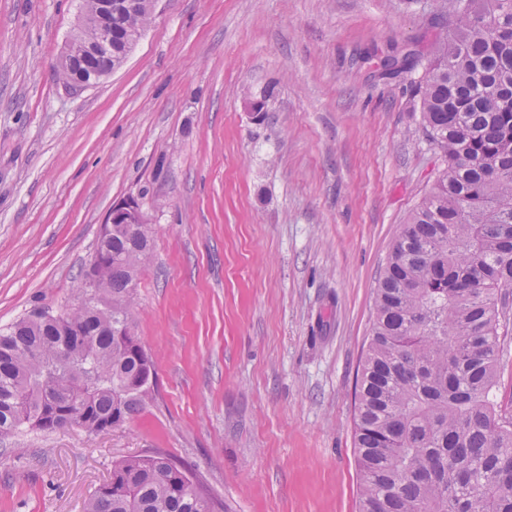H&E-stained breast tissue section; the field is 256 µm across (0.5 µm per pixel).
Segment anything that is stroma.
I'll list each match as a JSON object with an SVG mask.
<instances>
[{"label":"stroma","instance_id":"stroma-1","mask_svg":"<svg viewBox=\"0 0 512 512\" xmlns=\"http://www.w3.org/2000/svg\"><path fill=\"white\" fill-rule=\"evenodd\" d=\"M81 0H0V328L71 311L113 203L153 238L132 289L157 391L105 435L0 442V512H83L164 452L224 512H358L355 385L374 297L445 169L414 83L431 0H157L96 84L56 70ZM265 99L255 118L249 100ZM417 53L414 49H405L396 52L393 48L381 59L386 74H396L410 70L414 67Z\"/></svg>","mask_w":512,"mask_h":512}]
</instances>
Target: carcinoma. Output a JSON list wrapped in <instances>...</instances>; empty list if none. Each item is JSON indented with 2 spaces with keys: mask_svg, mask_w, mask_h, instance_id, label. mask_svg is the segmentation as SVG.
Masks as SVG:
<instances>
[{
  "mask_svg": "<svg viewBox=\"0 0 512 512\" xmlns=\"http://www.w3.org/2000/svg\"><path fill=\"white\" fill-rule=\"evenodd\" d=\"M120 12L112 46L73 85L122 64L152 0ZM455 26L415 91L443 175L410 215L385 267L357 382L359 512H512V412L484 401L500 378L502 291L512 288V0H433ZM413 49L381 59L414 67ZM150 251L146 224H114L97 244L95 288L67 316L40 309L0 330V440L28 428L122 426L150 400L156 369L135 331L130 294ZM167 455L112 462L85 512H221Z\"/></svg>",
  "mask_w": 512,
  "mask_h": 512,
  "instance_id": "carcinoma-1",
  "label": "carcinoma"
}]
</instances>
